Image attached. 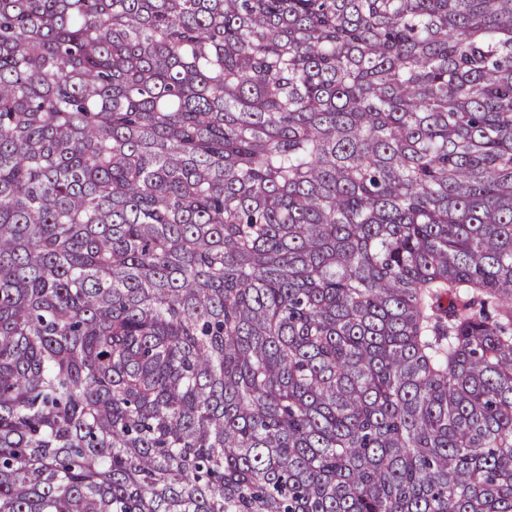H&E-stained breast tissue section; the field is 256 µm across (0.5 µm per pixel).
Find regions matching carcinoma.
Returning a JSON list of instances; mask_svg holds the SVG:
<instances>
[{
	"mask_svg": "<svg viewBox=\"0 0 512 512\" xmlns=\"http://www.w3.org/2000/svg\"><path fill=\"white\" fill-rule=\"evenodd\" d=\"M0 512H512V0H0Z\"/></svg>",
	"mask_w": 512,
	"mask_h": 512,
	"instance_id": "cac0c4a2",
	"label": "carcinoma"
}]
</instances>
